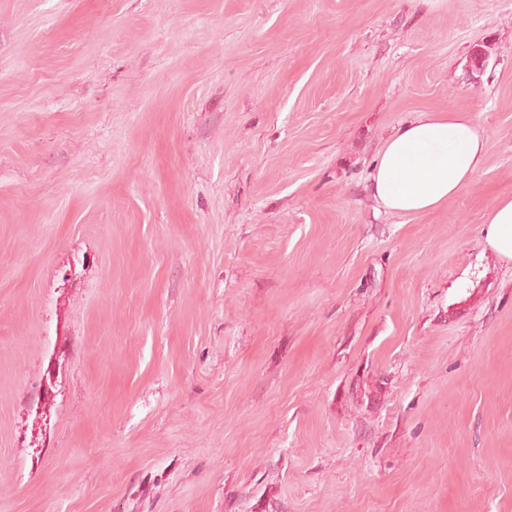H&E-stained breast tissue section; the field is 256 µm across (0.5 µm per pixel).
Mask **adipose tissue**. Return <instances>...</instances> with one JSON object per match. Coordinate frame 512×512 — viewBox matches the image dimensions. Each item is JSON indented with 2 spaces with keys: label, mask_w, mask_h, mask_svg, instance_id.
Returning <instances> with one entry per match:
<instances>
[{
  "label": "adipose tissue",
  "mask_w": 512,
  "mask_h": 512,
  "mask_svg": "<svg viewBox=\"0 0 512 512\" xmlns=\"http://www.w3.org/2000/svg\"><path fill=\"white\" fill-rule=\"evenodd\" d=\"M486 150V132L469 113H417L381 146L372 195L386 211L403 216L436 210L472 182ZM485 242L512 263L511 197L499 199L488 211Z\"/></svg>",
  "instance_id": "1"
}]
</instances>
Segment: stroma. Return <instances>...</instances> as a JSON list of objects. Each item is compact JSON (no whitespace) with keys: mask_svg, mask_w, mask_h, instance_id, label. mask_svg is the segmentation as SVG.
Here are the masks:
<instances>
[{"mask_svg":"<svg viewBox=\"0 0 512 512\" xmlns=\"http://www.w3.org/2000/svg\"><path fill=\"white\" fill-rule=\"evenodd\" d=\"M505 196L512 0H0V512H512ZM486 150V132L468 112H418L381 146L372 195L403 216L436 210L472 182ZM484 224L487 246L512 263V198L499 199L488 211Z\"/></svg>","mask_w":512,"mask_h":512,"instance_id":"stroma-1","label":"stroma"}]
</instances>
